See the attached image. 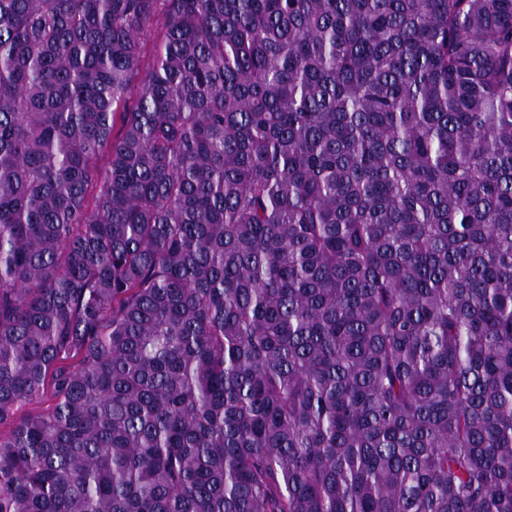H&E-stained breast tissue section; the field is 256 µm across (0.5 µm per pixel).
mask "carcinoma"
<instances>
[{
	"instance_id": "obj_1",
	"label": "carcinoma",
	"mask_w": 512,
	"mask_h": 512,
	"mask_svg": "<svg viewBox=\"0 0 512 512\" xmlns=\"http://www.w3.org/2000/svg\"><path fill=\"white\" fill-rule=\"evenodd\" d=\"M0 512H512V0H0Z\"/></svg>"
}]
</instances>
